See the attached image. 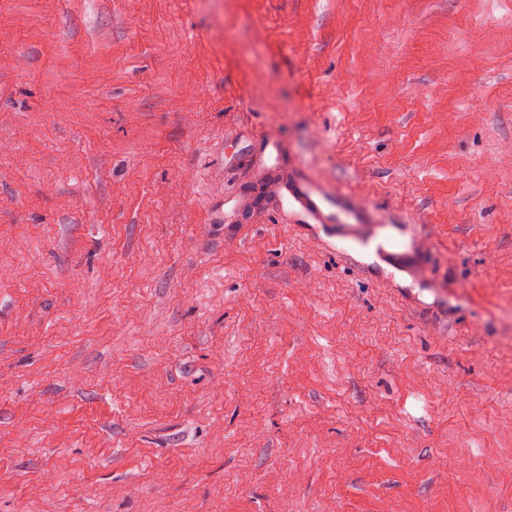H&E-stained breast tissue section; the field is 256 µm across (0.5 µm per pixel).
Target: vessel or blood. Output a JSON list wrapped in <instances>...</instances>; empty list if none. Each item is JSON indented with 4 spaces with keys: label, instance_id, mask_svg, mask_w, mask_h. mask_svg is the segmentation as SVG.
<instances>
[{
    "label": "vessel or blood",
    "instance_id": "vessel-or-blood-1",
    "mask_svg": "<svg viewBox=\"0 0 512 512\" xmlns=\"http://www.w3.org/2000/svg\"><path fill=\"white\" fill-rule=\"evenodd\" d=\"M281 187L300 209L303 217L317 224L335 223L337 235L345 243L374 244L378 261L394 265L409 274H417L419 267L409 251H394L375 244V205L366 196L343 189H330L305 168L295 167L281 180Z\"/></svg>",
    "mask_w": 512,
    "mask_h": 512
}]
</instances>
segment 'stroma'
<instances>
[{
	"instance_id": "35a3bbf8",
	"label": "stroma",
	"mask_w": 512,
	"mask_h": 512,
	"mask_svg": "<svg viewBox=\"0 0 512 512\" xmlns=\"http://www.w3.org/2000/svg\"><path fill=\"white\" fill-rule=\"evenodd\" d=\"M160 502L512 512V0H0V512ZM254 165L258 172L281 181V189L297 204L304 219L309 218L315 224L336 222L337 236L345 242V248L338 251L344 257H351L347 247L352 242L366 245L376 238L373 224L375 205L369 197L340 188L331 191L325 182L300 165L288 171V177H284L275 167L266 164L262 154L255 156ZM424 252V247L422 246L420 249L413 246L410 251H394L388 250L383 244L377 243L375 247V256L378 261L388 264L394 265L401 270L409 273L411 276H416L417 272L420 271V268L413 261V255L416 253L415 251Z\"/></svg>"
}]
</instances>
